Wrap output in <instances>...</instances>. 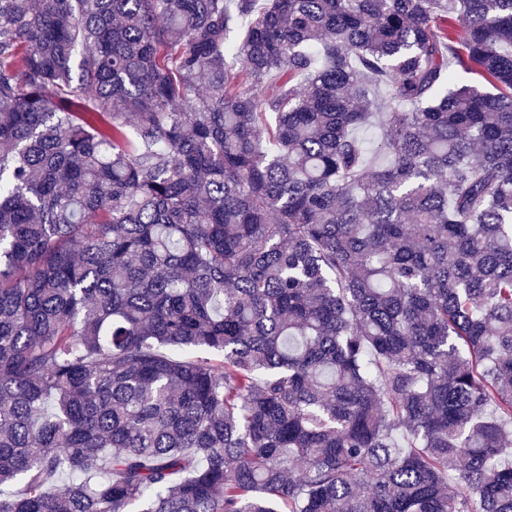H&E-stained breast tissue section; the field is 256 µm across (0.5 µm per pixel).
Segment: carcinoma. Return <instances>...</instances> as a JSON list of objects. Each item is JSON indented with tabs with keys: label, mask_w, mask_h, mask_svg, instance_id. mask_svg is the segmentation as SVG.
<instances>
[{
	"label": "carcinoma",
	"mask_w": 512,
	"mask_h": 512,
	"mask_svg": "<svg viewBox=\"0 0 512 512\" xmlns=\"http://www.w3.org/2000/svg\"><path fill=\"white\" fill-rule=\"evenodd\" d=\"M11 484L512 512V0H0Z\"/></svg>",
	"instance_id": "1"
}]
</instances>
